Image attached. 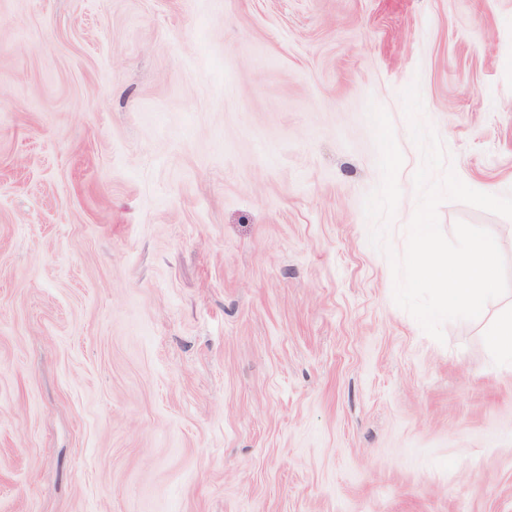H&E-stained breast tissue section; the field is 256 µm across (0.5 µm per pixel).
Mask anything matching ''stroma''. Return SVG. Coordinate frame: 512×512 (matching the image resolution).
Instances as JSON below:
<instances>
[{"instance_id": "obj_1", "label": "stroma", "mask_w": 512, "mask_h": 512, "mask_svg": "<svg viewBox=\"0 0 512 512\" xmlns=\"http://www.w3.org/2000/svg\"><path fill=\"white\" fill-rule=\"evenodd\" d=\"M414 81L512 192V0H0V512H512V292L436 341L368 241ZM491 346L512 367V310L500 314L491 333Z\"/></svg>"}]
</instances>
